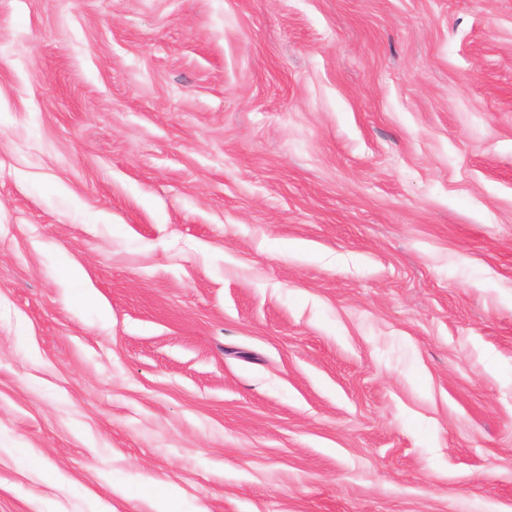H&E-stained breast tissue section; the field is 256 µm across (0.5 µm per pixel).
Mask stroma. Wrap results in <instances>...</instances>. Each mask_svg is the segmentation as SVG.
<instances>
[{
	"label": "stroma",
	"mask_w": 512,
	"mask_h": 512,
	"mask_svg": "<svg viewBox=\"0 0 512 512\" xmlns=\"http://www.w3.org/2000/svg\"><path fill=\"white\" fill-rule=\"evenodd\" d=\"M512 512V0H0V512Z\"/></svg>",
	"instance_id": "1"
}]
</instances>
